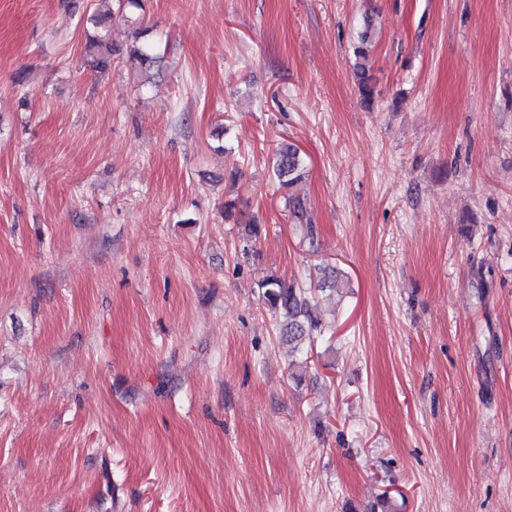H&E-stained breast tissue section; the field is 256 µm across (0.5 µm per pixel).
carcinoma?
<instances>
[{"mask_svg":"<svg viewBox=\"0 0 512 512\" xmlns=\"http://www.w3.org/2000/svg\"><path fill=\"white\" fill-rule=\"evenodd\" d=\"M87 49L99 56V63L103 66L113 52L112 44L102 35L89 38ZM305 172L299 148L287 142L280 144L275 150L273 165L279 188L291 189L305 177ZM285 208L293 223L306 225L307 233L313 234L303 199L290 193L285 197ZM328 280L329 277H324L323 282L314 288L296 287L275 276H267L259 282L264 304L282 318L280 336L288 344L299 346L307 339L323 335L325 327L316 315V293L325 291Z\"/></svg>","mask_w":512,"mask_h":512,"instance_id":"cac0c4a2","label":"carcinoma"}]
</instances>
